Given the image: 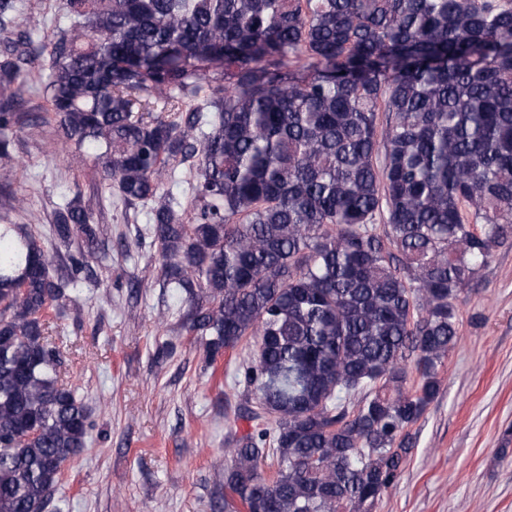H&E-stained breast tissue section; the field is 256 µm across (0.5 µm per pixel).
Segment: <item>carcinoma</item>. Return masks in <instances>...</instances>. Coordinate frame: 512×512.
I'll return each mask as SVG.
<instances>
[{"label":"carcinoma","instance_id":"cac0c4a2","mask_svg":"<svg viewBox=\"0 0 512 512\" xmlns=\"http://www.w3.org/2000/svg\"><path fill=\"white\" fill-rule=\"evenodd\" d=\"M20 0H0V33ZM46 57L0 48V167L30 67L53 133L149 208L165 288L213 362L241 366L256 422L229 443L224 512H375L441 390L456 301L512 246V6L499 0H61ZM304 53L308 75L288 69ZM160 101L169 115L141 109ZM389 113L378 130L379 106ZM382 164H377L378 158ZM187 166L191 196L163 190ZM53 276L0 224V512H43L88 447L44 310L88 278L97 232L74 199ZM276 458L266 474L261 464Z\"/></svg>","mask_w":512,"mask_h":512}]
</instances>
